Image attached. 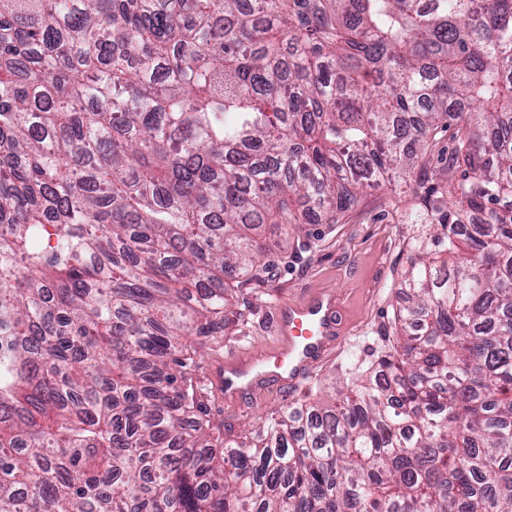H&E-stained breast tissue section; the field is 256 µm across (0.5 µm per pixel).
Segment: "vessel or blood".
I'll use <instances>...</instances> for the list:
<instances>
[{
  "label": "vessel or blood",
  "mask_w": 512,
  "mask_h": 512,
  "mask_svg": "<svg viewBox=\"0 0 512 512\" xmlns=\"http://www.w3.org/2000/svg\"><path fill=\"white\" fill-rule=\"evenodd\" d=\"M274 342L260 354L228 351L211 361L208 380L225 398L248 395L259 380L295 389L327 352L336 334L335 298L321 292L305 302L274 307Z\"/></svg>",
  "instance_id": "b4317fda"
}]
</instances>
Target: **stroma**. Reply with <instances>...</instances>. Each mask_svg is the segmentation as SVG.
I'll return each mask as SVG.
<instances>
[{
  "label": "stroma",
  "instance_id": "obj_1",
  "mask_svg": "<svg viewBox=\"0 0 512 512\" xmlns=\"http://www.w3.org/2000/svg\"><path fill=\"white\" fill-rule=\"evenodd\" d=\"M413 206L411 195L387 184L364 192L339 223L307 225L284 249L271 244L258 278L239 283L232 294L219 352L266 346L271 308L303 302L323 288L336 292L339 333L296 395L268 381L253 395L230 400L203 388L201 401L215 429L232 438L258 431L289 402H311L371 372L396 334L410 244L426 232L410 222Z\"/></svg>",
  "mask_w": 512,
  "mask_h": 512
}]
</instances>
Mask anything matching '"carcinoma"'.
I'll return each instance as SVG.
<instances>
[{
  "label": "carcinoma",
  "mask_w": 512,
  "mask_h": 512,
  "mask_svg": "<svg viewBox=\"0 0 512 512\" xmlns=\"http://www.w3.org/2000/svg\"><path fill=\"white\" fill-rule=\"evenodd\" d=\"M387 181L396 343L213 436L260 229ZM0 326V512H512V0H0Z\"/></svg>",
  "instance_id": "obj_1"
}]
</instances>
